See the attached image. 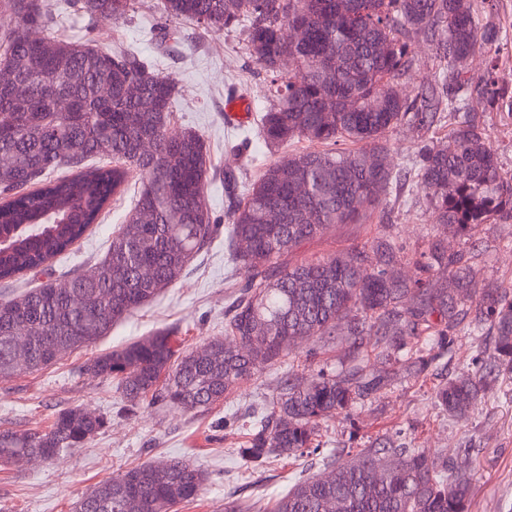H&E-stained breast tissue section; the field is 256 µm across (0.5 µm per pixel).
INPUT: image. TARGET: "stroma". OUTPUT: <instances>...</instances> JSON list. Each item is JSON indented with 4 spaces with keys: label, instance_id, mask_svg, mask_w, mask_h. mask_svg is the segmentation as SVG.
<instances>
[{
    "label": "stroma",
    "instance_id": "obj_1",
    "mask_svg": "<svg viewBox=\"0 0 512 512\" xmlns=\"http://www.w3.org/2000/svg\"><path fill=\"white\" fill-rule=\"evenodd\" d=\"M159 5L160 0H135L133 11L118 22L100 18L91 23L77 14L59 15L49 33L73 39L88 36L107 49H135L155 72L175 83L178 95L170 126L195 130L206 139L210 147L207 203L212 221L222 227L229 216L221 177L225 166L235 167L241 185L246 186L258 179L266 164L287 160L291 154L311 149L312 144L297 140L272 148L257 137L255 117L271 106L273 95L266 72L249 52L242 26L210 31L190 21L168 24ZM163 25L172 34L164 43L157 38ZM409 43L415 64L401 84L411 92L433 80L439 60L436 39L414 34ZM238 97L247 99L255 114L240 125L227 122L224 112L225 103ZM475 116L504 171L512 175V109H479ZM450 129L443 112L429 129L404 125L390 132L388 160L397 169L401 186L388 199L387 223L373 219L365 224L332 225L289 253L287 263L317 260L387 238L396 244V271L410 276L415 260L428 249L430 231L435 230L449 252L468 259L482 287L512 289V220L464 233L451 225L430 226L410 160L422 142L447 140ZM132 200V194H125L73 246L68 259L29 274V281L59 279L97 263ZM232 269L224 239L216 237L177 281L114 326L110 335L91 347L62 354L48 368H22L0 381V430L44 431L57 413L76 407L108 419L92 440L54 461L22 462L0 470V512H73L79 496L118 470L171 457L192 463L209 477L201 495L192 503L176 506L175 512H224L230 500L259 507L286 493L298 478L323 474L324 461L337 450L353 455L389 442L431 454L446 448L471 449L470 512H512V374L500 373L482 392L474 410L464 416L448 415L435 399L436 388L460 376L473 359L490 361L494 342L489 336L457 335L419 374L394 363L386 385L359 404L357 415L335 414L321 421L317 452L275 457L268 468L255 473L239 468L236 459L254 410L275 396L282 376L289 371L308 376L348 364L349 339L344 334L299 340L289 360L264 369L204 411L181 412L144 404L130 412L115 382L81 373L87 359L158 330H174L182 347L190 349L223 336L224 314L238 282Z\"/></svg>",
    "mask_w": 512,
    "mask_h": 512
}]
</instances>
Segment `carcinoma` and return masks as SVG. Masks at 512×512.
Wrapping results in <instances>:
<instances>
[{
  "mask_svg": "<svg viewBox=\"0 0 512 512\" xmlns=\"http://www.w3.org/2000/svg\"><path fill=\"white\" fill-rule=\"evenodd\" d=\"M133 0H66L93 21L119 20ZM17 26L0 31V281L17 280L71 250L118 200L131 174L134 202L112 235L105 256L90 269L0 296V379L23 366L40 370L61 352L88 347L112 326L175 282L217 232L205 198L208 148L184 130L170 138L174 84L130 50H105L91 40L31 41L47 28L42 0H0ZM167 21L190 20L222 30L246 23L252 56L271 74L274 103L259 118L269 146L295 139L325 145L274 162L241 194L224 227L235 272L244 275L232 302L226 336L195 351L180 350L163 330L87 360L81 372L117 383L130 407L144 400L183 411L207 410L288 356L304 337L323 339L346 325L355 365L310 379L288 375L270 405L255 416L238 448L239 465L260 469L274 456L313 447L321 420L350 413L377 393L389 370L361 365L369 339L378 347L408 348L423 340L430 357L453 341L459 306L474 304L475 323L494 338L497 368L466 372L437 389L449 414L471 412L488 378L512 372V290L481 288L474 269L431 242L416 273L389 271L388 239L317 261L279 259L333 224H365L386 204L393 168L385 163L387 133L399 125L420 130L448 104V140L418 152V179L432 223L466 232L512 219V176L471 117V106L504 101L496 67L474 82L463 62L501 42V28L473 0H161ZM301 28L303 37L289 38ZM443 29L438 46L446 66L415 94L398 78L413 65L407 36ZM288 57L295 72L285 74ZM60 93L45 99L41 80ZM112 89L100 94L102 86ZM349 141L359 150L339 151ZM150 148H145V144ZM112 158V164L94 159ZM68 171L57 174L62 168ZM305 186L302 193L297 185ZM448 270L437 286L429 272ZM106 424L83 409L58 413L47 431L1 430L0 467L27 459L53 460L79 448ZM330 475L296 483L263 512H469L471 481L463 464L415 448H369L353 461L327 463ZM206 474L171 458L121 470L74 505V512H174L198 498Z\"/></svg>",
  "mask_w": 512,
  "mask_h": 512,
  "instance_id": "cac0c4a2",
  "label": "carcinoma"
}]
</instances>
